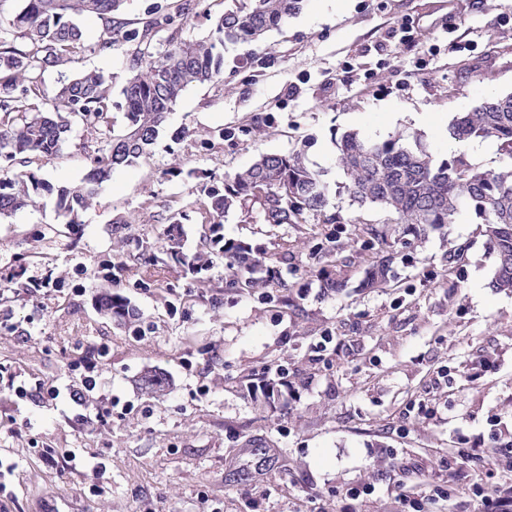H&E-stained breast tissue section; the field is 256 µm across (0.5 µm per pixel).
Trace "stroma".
Segmentation results:
<instances>
[{"instance_id": "stroma-1", "label": "stroma", "mask_w": 512, "mask_h": 512, "mask_svg": "<svg viewBox=\"0 0 512 512\" xmlns=\"http://www.w3.org/2000/svg\"><path fill=\"white\" fill-rule=\"evenodd\" d=\"M226 45L224 81L188 88L168 132L104 182L75 232L63 233L55 199L0 218V267L25 255L27 273L61 287L8 292L0 322V368L27 396L0 386V512H344L345 492L376 491L360 512H398L392 480L416 485L440 471L461 441L484 458L442 471L454 496L445 512H477L473 484L494 487L500 448L512 443V292L491 288L496 257L475 214L447 235L402 252L388 287L359 282L374 258L351 239V220L387 225L389 214L358 204L343 187L337 135L383 141L421 137L435 160L465 152L485 170L508 159L478 153L477 140L449 144L447 127L493 96L512 93V0H304L299 13L255 46L266 68ZM188 128L190 138L169 133ZM74 127L41 177L80 183L89 170ZM302 152L331 188L341 223H243L228 213L224 236L277 263L279 287L239 294L223 264L205 296L182 288L175 263L161 270L172 294L140 287L130 267L116 292L134 326L100 314L88 273L107 258L129 260L160 242L158 218L185 209L205 180L250 166L262 154ZM141 216L114 244L116 216ZM352 260L347 288H322L311 259L328 240ZM463 258L449 262L450 251ZM333 340L326 350L323 335ZM106 348L97 386L81 402L86 357ZM288 369L271 405L244 382ZM156 369L172 381L161 397L137 380ZM60 392L49 399L48 389ZM439 412L413 422V401ZM110 408L104 421L95 412Z\"/></svg>"}]
</instances>
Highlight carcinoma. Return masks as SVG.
<instances>
[{
    "instance_id": "obj_1",
    "label": "carcinoma",
    "mask_w": 512,
    "mask_h": 512,
    "mask_svg": "<svg viewBox=\"0 0 512 512\" xmlns=\"http://www.w3.org/2000/svg\"><path fill=\"white\" fill-rule=\"evenodd\" d=\"M0 0V216L34 206L44 194L53 195L68 230L79 223L99 186L112 170L139 159L158 138L183 92L194 84L224 82V45L258 42L274 27L297 14L303 0H227L224 13L209 18L207 36L192 41L175 37L190 11L206 0H194L170 12L157 3L146 8L136 26L120 17L127 0ZM96 17L103 24L98 40L85 44L78 20ZM167 37L160 39V34ZM118 42L133 50L125 63L126 79L119 95L102 72L78 68L83 53H104ZM50 68L72 69L51 99L40 96L44 73ZM122 113L124 127L115 132L113 112ZM79 123L91 139L82 149L91 162L78 184L54 185L31 169L33 160L50 161L69 141L72 124ZM448 136L460 142L472 138L496 141L512 160V94L481 102L448 125ZM337 161L353 201L375 204L389 211L394 227L363 229L366 247L377 260L364 270L361 288H376L394 277L396 246L407 248L434 233L448 234V225L463 209H470L485 225L486 244L496 255L491 286L512 290V165L486 171L459 153L434 162L420 138L394 135L371 141L346 132L338 143ZM203 197L187 210L166 217L167 235L161 246L147 245L139 256L147 288L156 283L159 265L169 258L183 267L185 288H210L208 272L224 262V287L253 293L276 284L275 268L265 265L247 244L224 240L223 218L232 209L246 224L282 226L303 224L310 212L324 213L331 205L330 190L321 174L310 168L302 153L265 154L250 167L227 174L220 183L205 185ZM205 227L201 248L181 250V225ZM336 246L315 254L321 264V287L339 292L348 285L347 262L336 258ZM126 264L108 259L93 277L110 284L122 281ZM23 265L6 266L0 281L11 288H38L23 279ZM98 310L118 323H132L135 314L127 301L110 290L95 296ZM277 382L262 379L246 384L253 398L273 401ZM139 388L166 394L170 379L151 370Z\"/></svg>"
}]
</instances>
